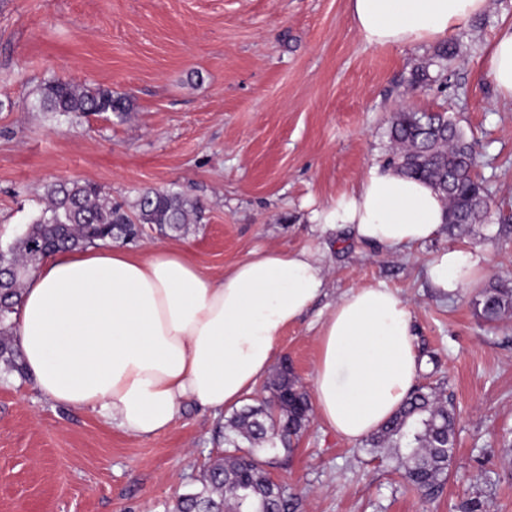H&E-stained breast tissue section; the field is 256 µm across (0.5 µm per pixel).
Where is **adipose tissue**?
Returning <instances> with one entry per match:
<instances>
[{"mask_svg":"<svg viewBox=\"0 0 512 512\" xmlns=\"http://www.w3.org/2000/svg\"><path fill=\"white\" fill-rule=\"evenodd\" d=\"M486 5L348 0V11L368 44L399 47L448 40ZM487 74L512 99V20L494 38ZM444 216L427 183L374 166L314 219L395 250L440 236ZM486 262L478 251L450 247L434 255L427 274L433 288L453 295L477 287ZM326 283L321 256L307 248L256 250L220 277L167 246L145 256L106 245L58 252L23 285L16 316L23 363L53 402L149 439L170 427L184 401L216 416L239 406ZM411 321L407 302L381 284L351 288L329 308L313 406L341 438L364 440L412 389L419 364Z\"/></svg>","mask_w":512,"mask_h":512,"instance_id":"ef3b65f1","label":"adipose tissue"}]
</instances>
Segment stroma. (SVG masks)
<instances>
[{"label":"stroma","instance_id":"obj_1","mask_svg":"<svg viewBox=\"0 0 512 512\" xmlns=\"http://www.w3.org/2000/svg\"><path fill=\"white\" fill-rule=\"evenodd\" d=\"M512 0L460 30L441 78L411 86L434 45L371 46L348 0H0V244L14 241L61 180L99 184L116 201L174 187L198 199L205 222L171 237L148 229L129 250L180 247L223 274L257 249L324 256L326 295L283 336L276 364L311 386L329 304L353 287L385 284L407 301L426 369L457 413L443 486L424 497L388 463L312 420L272 471L289 512H512V317L485 323L473 289L442 296L426 268L460 245L488 258L486 279L512 286V103L489 80L486 53ZM62 79L129 95L123 118L72 123L39 111L41 85ZM402 106L449 109L481 143L478 175L492 217L471 236L388 252L312 220L389 149ZM224 419L188 402L168 430L127 435L100 416L55 404L32 376L0 370V512H171L199 489L222 452Z\"/></svg>","mask_w":512,"mask_h":512}]
</instances>
